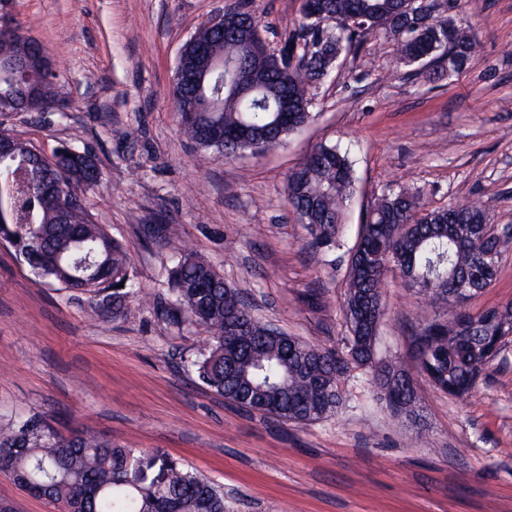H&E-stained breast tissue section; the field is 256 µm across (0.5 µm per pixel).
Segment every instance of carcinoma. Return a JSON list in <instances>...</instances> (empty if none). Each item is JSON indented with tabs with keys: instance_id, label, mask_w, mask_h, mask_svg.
Returning a JSON list of instances; mask_svg holds the SVG:
<instances>
[{
	"instance_id": "carcinoma-1",
	"label": "carcinoma",
	"mask_w": 512,
	"mask_h": 512,
	"mask_svg": "<svg viewBox=\"0 0 512 512\" xmlns=\"http://www.w3.org/2000/svg\"><path fill=\"white\" fill-rule=\"evenodd\" d=\"M404 0H317L302 14L297 28L279 49L298 47L295 57L276 59L255 52L231 32L203 23L196 36L226 63L245 65L259 91L249 98L229 92L232 70L204 73L203 62L187 42L179 61L186 75L180 97L172 100L182 133L200 149L224 157L278 149L311 118V90L332 71L333 57L361 45L381 31L401 33L400 64L419 65L429 73L453 76L478 54L469 27L451 18H430ZM45 52L20 31L0 38V58ZM445 61L448 68L432 64ZM53 67L36 77L45 103L54 101ZM295 96V119L278 121L277 105ZM0 142L13 155L0 160V188L10 199L8 233L37 274L88 296L92 314L118 317L138 296L127 249L97 223L76 188L97 182L96 163L65 151L41 164L37 150L0 131ZM357 191L349 153L337 146L313 150L289 172L288 206L312 235L315 247H337L345 216ZM77 200L69 224L59 223L62 197ZM488 209L469 202L426 210L420 194L401 188L383 195L367 211L357 241L365 247L354 262L368 261L367 275L347 270L344 313L348 336L344 349L329 350L271 328L253 313L245 295L228 285L201 256L176 258L169 290L172 318L202 327L206 346L193 361L210 390L249 411L279 421L308 425L333 414L343 404L341 382L355 370L371 375L389 407L412 423H423L422 395L397 360H377L378 329L385 316L387 273L406 282L440 309L419 320L412 350L431 385L464 395L489 362L483 342L497 333L489 313L469 316L466 333L451 335L463 315L452 300L458 288L477 295L495 281L499 259L490 257L496 241L485 235ZM0 473L55 512H227L224 491L181 462L160 452L121 448L87 426L65 437L36 418H18L0 428Z\"/></svg>"
}]
</instances>
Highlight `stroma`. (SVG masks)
<instances>
[{
    "instance_id": "35a3bbf8",
    "label": "stroma",
    "mask_w": 512,
    "mask_h": 512,
    "mask_svg": "<svg viewBox=\"0 0 512 512\" xmlns=\"http://www.w3.org/2000/svg\"><path fill=\"white\" fill-rule=\"evenodd\" d=\"M238 0H16L26 35L48 50L62 110L0 125L45 155L92 150L99 182L83 193L94 219L129 252L138 286L117 318L92 315L80 293L37 276L0 243V427L38 417L67 435L93 428L113 444L161 451L224 491L229 512H512V339L471 392L435 390L411 336L433 315L398 271L388 274L377 355L398 358L425 395L426 426L394 414L366 373L345 403L310 425L246 411L210 391L191 361L202 328L174 322L167 270L202 256L262 320L327 349L347 334L349 252L374 202L399 187L426 209L484 205L512 227V0H449L479 53L458 76L429 81L397 64L401 35L379 33L342 58L313 92L311 119L280 148L225 158L185 139L170 102L184 44ZM278 50L302 0H245ZM349 149L357 193L340 247L315 249L288 207L289 172L315 148ZM160 224L159 238L142 228ZM512 302V244L480 312Z\"/></svg>"
}]
</instances>
